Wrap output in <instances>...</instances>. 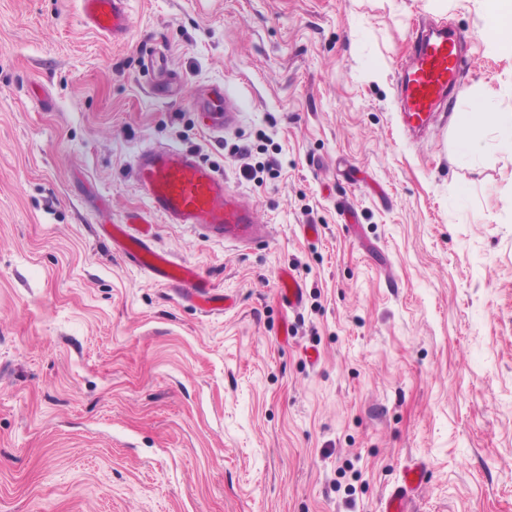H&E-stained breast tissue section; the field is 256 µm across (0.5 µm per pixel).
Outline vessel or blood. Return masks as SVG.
Listing matches in <instances>:
<instances>
[{
  "label": "vessel or blood",
  "mask_w": 512,
  "mask_h": 512,
  "mask_svg": "<svg viewBox=\"0 0 512 512\" xmlns=\"http://www.w3.org/2000/svg\"><path fill=\"white\" fill-rule=\"evenodd\" d=\"M78 4L80 17L90 30L112 40L128 36V0H78ZM467 42L464 32L439 25L416 34L412 52L400 67L397 85L399 112L407 127H425L457 93ZM147 69L155 78L152 94L157 100L178 98L181 81L171 71L166 55L151 56ZM227 99L223 85L218 84L196 100L195 109L204 129L223 132L229 118ZM134 172L147 200L146 210L130 212L118 224H102L101 236L133 264L147 270L155 281L186 288L203 311L223 312V293L217 292L197 268L175 263L152 249V222L159 216L168 224L198 225L224 240L249 244L262 237L251 209L225 184L223 175L186 147L140 148L134 155ZM279 282L282 299L288 306H299L304 288L294 270H282ZM426 473L425 463L407 466L400 482L384 498L382 512H411L412 496L424 483Z\"/></svg>",
  "instance_id": "obj_1"
}]
</instances>
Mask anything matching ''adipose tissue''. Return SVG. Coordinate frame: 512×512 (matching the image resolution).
I'll return each instance as SVG.
<instances>
[{
  "label": "adipose tissue",
  "instance_id": "obj_1",
  "mask_svg": "<svg viewBox=\"0 0 512 512\" xmlns=\"http://www.w3.org/2000/svg\"><path fill=\"white\" fill-rule=\"evenodd\" d=\"M453 122L465 133L461 141L464 154L480 155L492 141L503 149L512 148L511 112L499 111L485 102L478 111L455 113Z\"/></svg>",
  "mask_w": 512,
  "mask_h": 512
}]
</instances>
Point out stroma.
Segmentation results:
<instances>
[{"instance_id": "1", "label": "stroma", "mask_w": 512, "mask_h": 512, "mask_svg": "<svg viewBox=\"0 0 512 512\" xmlns=\"http://www.w3.org/2000/svg\"><path fill=\"white\" fill-rule=\"evenodd\" d=\"M129 11L115 42L76 0H0V512H381L415 461V512H512V154L464 155L452 122L512 111L482 0ZM426 22L470 41L460 94L413 134L396 79ZM154 51L176 102L150 94ZM212 83L237 113L217 137L193 106ZM155 144L195 150L268 227L245 249L154 218L224 312L98 232L145 209L133 156ZM280 295L288 307H297L303 301L304 288L293 269H283L279 274Z\"/></svg>"}]
</instances>
